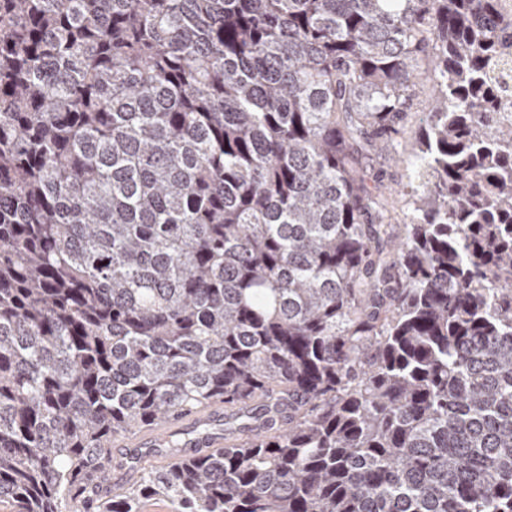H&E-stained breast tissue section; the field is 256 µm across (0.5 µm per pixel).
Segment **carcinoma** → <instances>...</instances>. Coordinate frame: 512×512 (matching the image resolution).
<instances>
[{"mask_svg":"<svg viewBox=\"0 0 512 512\" xmlns=\"http://www.w3.org/2000/svg\"><path fill=\"white\" fill-rule=\"evenodd\" d=\"M510 110L503 0H0V503L512 512ZM433 96L434 87L431 81L423 80L415 86L411 108L401 123L403 134L396 144V153L401 160L406 159L413 152L416 137L423 127V112H428ZM224 412L219 408L205 409L192 417L189 422L190 427H197L200 424L211 425L213 432L204 436L200 441L193 443L191 453L201 452L202 450H212L224 448ZM175 430L177 429L174 428V425L162 424L154 427L151 431L144 433L141 436H139V434L143 430L117 438L131 440L139 437V439L134 443L119 441L117 443H113V445L114 448H138L134 454H136L142 462L150 461L156 464H166L174 462L177 457L165 455L160 450L168 435L173 433ZM131 461H134V460L123 458V465L121 466V465L115 464L112 459V465H111V468L108 471L106 477L104 479L98 481V483L95 485V488L92 489L91 494H90L91 496L89 498L94 501L103 499L101 496L98 495V492H97V490H98L97 488L100 487L103 483H106V484L102 485V491L108 497H111L112 495H117V494H120L121 492H123V490L127 486V482L125 480H120V479L112 480V477L118 470L116 468V466L121 467V468H119V470H124V468L129 470L128 466L130 464H132V463H130ZM108 482H110V483H108Z\"/></svg>","mask_w":512,"mask_h":512,"instance_id":"1","label":"carcinoma"}]
</instances>
